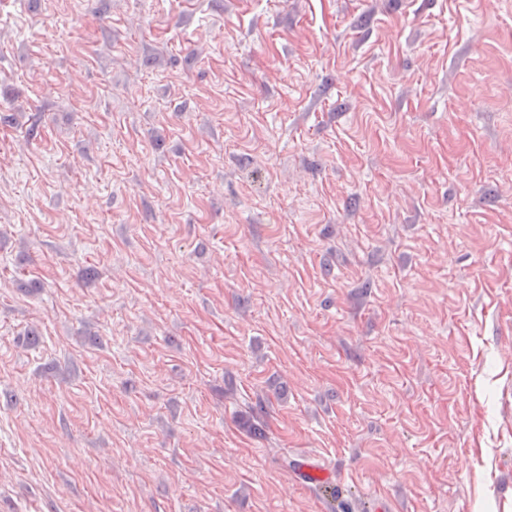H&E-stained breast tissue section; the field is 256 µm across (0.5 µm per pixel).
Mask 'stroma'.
<instances>
[{
    "instance_id": "stroma-1",
    "label": "stroma",
    "mask_w": 512,
    "mask_h": 512,
    "mask_svg": "<svg viewBox=\"0 0 512 512\" xmlns=\"http://www.w3.org/2000/svg\"><path fill=\"white\" fill-rule=\"evenodd\" d=\"M371 498L512 512V0H0V512Z\"/></svg>"
}]
</instances>
